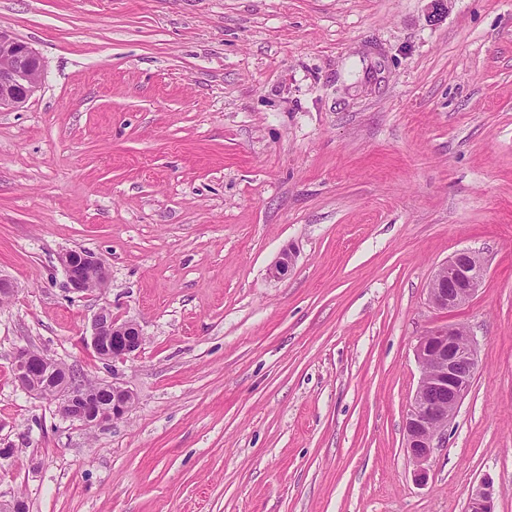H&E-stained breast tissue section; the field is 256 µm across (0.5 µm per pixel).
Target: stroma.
Listing matches in <instances>:
<instances>
[{"instance_id": "stroma-1", "label": "stroma", "mask_w": 512, "mask_h": 512, "mask_svg": "<svg viewBox=\"0 0 512 512\" xmlns=\"http://www.w3.org/2000/svg\"><path fill=\"white\" fill-rule=\"evenodd\" d=\"M44 61L0 111V500L27 512H512V0H0ZM295 248L288 277L266 270ZM487 267L452 313L430 281ZM85 250L105 290L69 292ZM144 336L119 364L94 314ZM477 343L418 483L405 419L431 327ZM32 346L130 412L61 415ZM478 254L459 250L448 257L431 281L429 300L442 311H452L471 301L484 287L486 266ZM59 262L64 268L70 291L87 293L107 288L108 272L98 257L82 250L62 253ZM12 372L15 382L30 395L54 399L66 418L82 421L89 426L122 418L134 401L132 393L115 379H112V383H99L96 389L77 384L57 361L31 347L16 350ZM103 391L111 394V399L105 404L98 400V395ZM106 392L100 395L103 402L109 399ZM466 512H496V493L490 481L483 480L472 487L466 503Z\"/></svg>"}]
</instances>
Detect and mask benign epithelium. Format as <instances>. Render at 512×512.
Listing matches in <instances>:
<instances>
[{"instance_id":"benign-epithelium-1","label":"benign epithelium","mask_w":512,"mask_h":512,"mask_svg":"<svg viewBox=\"0 0 512 512\" xmlns=\"http://www.w3.org/2000/svg\"><path fill=\"white\" fill-rule=\"evenodd\" d=\"M43 62L28 42L0 28V109L25 103L41 82ZM296 252L282 250L268 267V275L282 279L295 265ZM70 291L87 293L108 285L105 263L82 250L62 253ZM486 266L470 250H459L448 257L431 281L429 300L442 311H452L471 301L484 287ZM460 325L446 323L429 329L417 342L415 357L422 375L406 414V452L416 464L415 480L424 482V464L448 434L458 408L470 391L478 366L476 342L470 335H459ZM144 337L137 323L116 322L112 310L102 307L95 315L90 347L103 361L124 362L142 347ZM15 382L36 398L57 402L65 417L97 426L122 418L132 407L133 395L119 382L100 383L88 389L76 383L48 354L31 347H20L12 359ZM111 394L107 403L98 395ZM466 512H496V493L490 481L472 487Z\"/></svg>"}]
</instances>
